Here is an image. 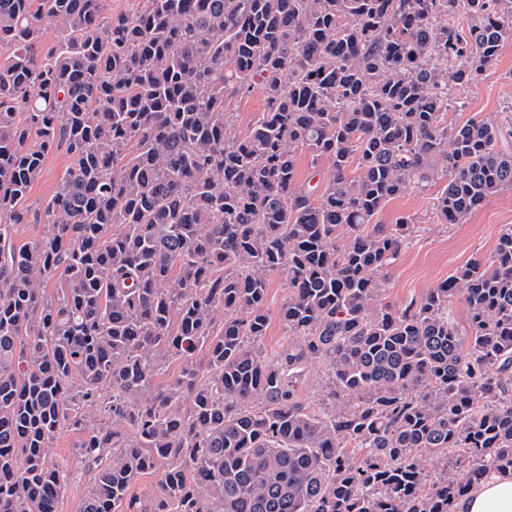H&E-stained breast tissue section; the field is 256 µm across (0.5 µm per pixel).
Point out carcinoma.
<instances>
[{"label": "carcinoma", "instance_id": "cac0c4a2", "mask_svg": "<svg viewBox=\"0 0 512 512\" xmlns=\"http://www.w3.org/2000/svg\"><path fill=\"white\" fill-rule=\"evenodd\" d=\"M511 36L512 0H0V512H58L63 429L90 472L80 512H452L511 473L512 226L382 299L415 225L512 189V113L448 120ZM256 87L239 133L226 102ZM62 146L50 229L18 244ZM432 183L425 217L380 223ZM288 297L287 286L280 276L272 274L269 279L267 309L270 317L267 335L260 342L264 352L272 357L285 343V330L279 319V310ZM324 383V373L321 368H310L302 381L300 394L302 401L310 406L318 403L321 387Z\"/></svg>", "mask_w": 512, "mask_h": 512}]
</instances>
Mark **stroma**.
<instances>
[{
    "label": "stroma",
    "instance_id": "obj_1",
    "mask_svg": "<svg viewBox=\"0 0 512 512\" xmlns=\"http://www.w3.org/2000/svg\"><path fill=\"white\" fill-rule=\"evenodd\" d=\"M467 116L487 115L512 106V38L505 40L495 64L466 89ZM71 158L62 149L51 151L44 172L34 185L29 202L33 207L29 223L15 227L21 243L40 240L48 226L43 219L44 205L53 194ZM512 225V191L502 192L475 210L464 224H422L412 244L403 249L389 270L385 299L400 305L420 297L428 288L448 278L458 267L477 257L490 256L499 234ZM288 297L287 286L278 275H271L267 294L269 328L261 345L267 355L276 354L285 342L279 310ZM75 433L62 431L52 441L55 460L75 475L62 495L58 512H78L88 490L85 465L78 454Z\"/></svg>",
    "mask_w": 512,
    "mask_h": 512
}]
</instances>
